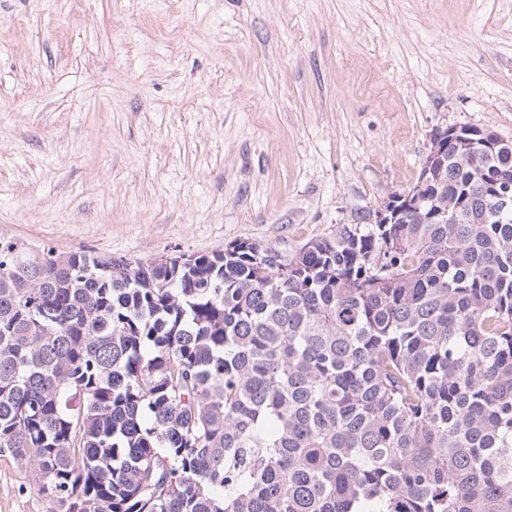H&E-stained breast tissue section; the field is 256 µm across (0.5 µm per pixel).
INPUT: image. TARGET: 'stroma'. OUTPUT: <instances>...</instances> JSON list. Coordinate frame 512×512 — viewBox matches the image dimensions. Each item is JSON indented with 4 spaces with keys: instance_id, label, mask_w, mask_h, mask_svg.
Wrapping results in <instances>:
<instances>
[{
    "instance_id": "1",
    "label": "stroma",
    "mask_w": 512,
    "mask_h": 512,
    "mask_svg": "<svg viewBox=\"0 0 512 512\" xmlns=\"http://www.w3.org/2000/svg\"><path fill=\"white\" fill-rule=\"evenodd\" d=\"M512 141V0H0V239L292 257L410 189L436 130ZM0 512H65L0 455Z\"/></svg>"
}]
</instances>
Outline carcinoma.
Segmentation results:
<instances>
[{
    "instance_id": "carcinoma-1",
    "label": "carcinoma",
    "mask_w": 512,
    "mask_h": 512,
    "mask_svg": "<svg viewBox=\"0 0 512 512\" xmlns=\"http://www.w3.org/2000/svg\"><path fill=\"white\" fill-rule=\"evenodd\" d=\"M294 256L0 241V453L68 512H512V147Z\"/></svg>"
}]
</instances>
